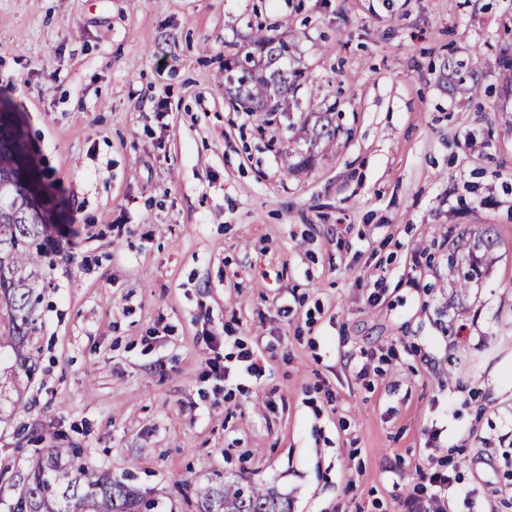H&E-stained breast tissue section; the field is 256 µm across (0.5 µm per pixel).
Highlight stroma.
I'll return each mask as SVG.
<instances>
[{
    "label": "stroma",
    "mask_w": 512,
    "mask_h": 512,
    "mask_svg": "<svg viewBox=\"0 0 512 512\" xmlns=\"http://www.w3.org/2000/svg\"><path fill=\"white\" fill-rule=\"evenodd\" d=\"M258 23L304 76L284 112L224 90ZM506 57L512 0H0V106L63 210L31 372L0 350V471L73 447L162 499L404 512L433 468L449 512H512ZM187 510L196 512H288V502L283 501L271 487L242 485L235 480H224L216 475L210 484L194 489L193 495H183Z\"/></svg>",
    "instance_id": "1"
}]
</instances>
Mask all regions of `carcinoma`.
Here are the masks:
<instances>
[{
    "label": "carcinoma",
    "mask_w": 512,
    "mask_h": 512,
    "mask_svg": "<svg viewBox=\"0 0 512 512\" xmlns=\"http://www.w3.org/2000/svg\"><path fill=\"white\" fill-rule=\"evenodd\" d=\"M291 50L287 41L256 28L247 50L224 59L230 103L248 112L286 108L301 77L284 66ZM15 148L10 131H0V346H11L24 367L23 343L34 329L38 298L25 272L44 254L48 224L14 182L8 163ZM129 477L85 466L77 448H43L25 470L5 479L9 495L0 492V512H177L175 504L141 492ZM183 503L195 512H289L273 488L219 475L193 495L183 494Z\"/></svg>",
    "instance_id": "obj_1"
}]
</instances>
